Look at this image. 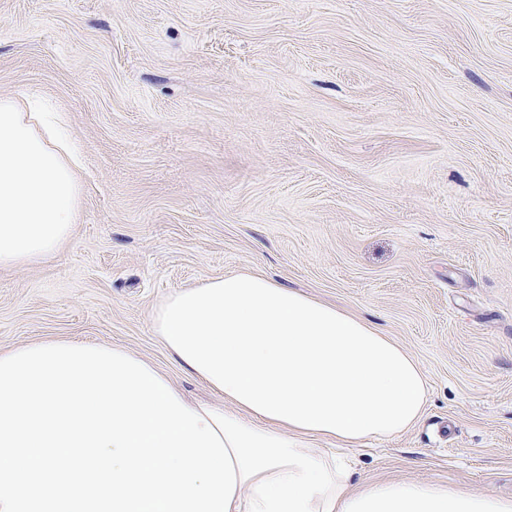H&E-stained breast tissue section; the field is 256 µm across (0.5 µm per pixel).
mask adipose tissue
<instances>
[{
  "mask_svg": "<svg viewBox=\"0 0 512 512\" xmlns=\"http://www.w3.org/2000/svg\"><path fill=\"white\" fill-rule=\"evenodd\" d=\"M79 166L35 96L0 98V269L55 256L78 222ZM154 330L178 365L223 396L197 401L233 461L229 512H512V497L439 482L358 480L316 437L353 448L410 428L427 378L352 314L250 271L169 296Z\"/></svg>",
  "mask_w": 512,
  "mask_h": 512,
  "instance_id": "obj_1",
  "label": "adipose tissue"
}]
</instances>
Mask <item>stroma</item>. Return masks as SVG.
<instances>
[{"label":"stroma","instance_id":"1","mask_svg":"<svg viewBox=\"0 0 512 512\" xmlns=\"http://www.w3.org/2000/svg\"><path fill=\"white\" fill-rule=\"evenodd\" d=\"M82 160L57 256L0 270V348L125 347L221 396L154 309L249 270L373 323L425 370L363 481L512 494V0H0V97Z\"/></svg>","mask_w":512,"mask_h":512}]
</instances>
